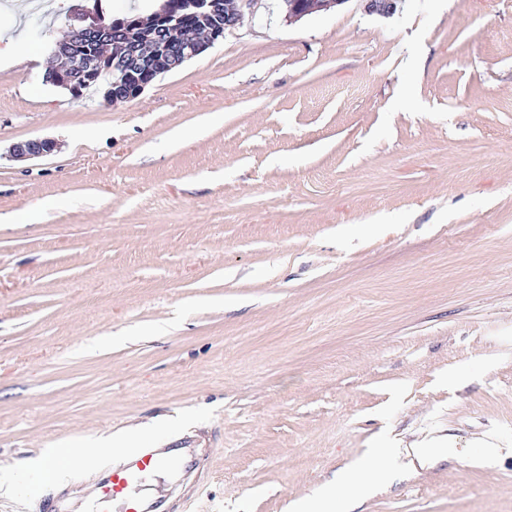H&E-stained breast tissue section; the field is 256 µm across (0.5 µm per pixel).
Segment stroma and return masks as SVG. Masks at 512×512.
<instances>
[{
    "mask_svg": "<svg viewBox=\"0 0 512 512\" xmlns=\"http://www.w3.org/2000/svg\"><path fill=\"white\" fill-rule=\"evenodd\" d=\"M83 3L0 0V496L143 425L206 506L290 512L435 434L356 512H512V0L261 10L112 104L42 80ZM57 144L51 139H30L12 146L13 157L21 160L42 157L51 154Z\"/></svg>",
    "mask_w": 512,
    "mask_h": 512,
    "instance_id": "stroma-1",
    "label": "stroma"
}]
</instances>
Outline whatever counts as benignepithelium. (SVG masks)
Returning a JSON list of instances; mask_svg holds the SVG:
<instances>
[{"label": "benign epithelium", "mask_w": 512, "mask_h": 512, "mask_svg": "<svg viewBox=\"0 0 512 512\" xmlns=\"http://www.w3.org/2000/svg\"><path fill=\"white\" fill-rule=\"evenodd\" d=\"M285 18L292 22L322 10L335 8L348 0H284ZM368 14L390 16L401 0H361ZM258 0H182V11L208 24L203 41L180 35L178 20L170 18L164 6L146 19L130 24L106 16L101 2L77 9L76 36L56 42L54 54L61 61L53 71L51 82L77 91L99 63L108 64L111 79L105 84L107 103L130 100L151 82L149 75L167 73L201 54L224 37V32L240 24L245 13L254 11ZM56 149L51 139H30L12 146L13 157L21 160L38 158Z\"/></svg>", "instance_id": "benign-epithelium-1"}]
</instances>
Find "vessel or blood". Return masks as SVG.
<instances>
[{
    "mask_svg": "<svg viewBox=\"0 0 512 512\" xmlns=\"http://www.w3.org/2000/svg\"><path fill=\"white\" fill-rule=\"evenodd\" d=\"M167 466L183 469L181 483L167 496L155 497L135 490L139 481ZM205 478L200 458L184 459L172 448H141L121 451L118 462L106 463L85 497L91 512H111L113 502L123 504V512H197L194 491Z\"/></svg>",
    "mask_w": 512,
    "mask_h": 512,
    "instance_id": "obj_1",
    "label": "vessel or blood"
}]
</instances>
